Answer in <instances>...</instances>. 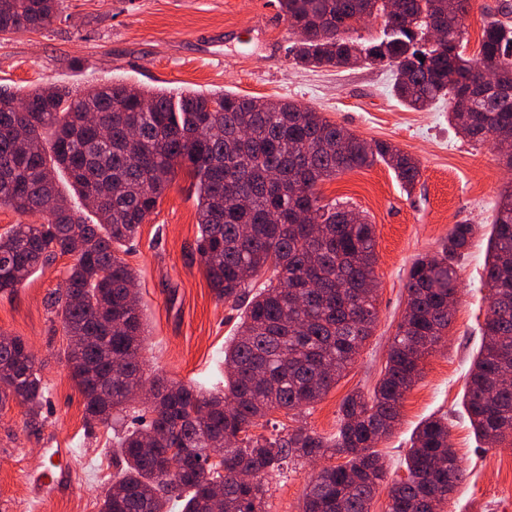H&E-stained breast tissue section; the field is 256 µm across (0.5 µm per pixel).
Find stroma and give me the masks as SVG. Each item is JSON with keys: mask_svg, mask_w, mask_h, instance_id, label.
Returning a JSON list of instances; mask_svg holds the SVG:
<instances>
[{"mask_svg": "<svg viewBox=\"0 0 512 512\" xmlns=\"http://www.w3.org/2000/svg\"><path fill=\"white\" fill-rule=\"evenodd\" d=\"M507 4L512 0H471L461 21L467 56L477 54L484 23ZM243 28L253 31L246 45L237 37ZM297 39L278 0H59L50 26L0 32V91L19 97L39 86L81 92L121 80L157 91L224 90L286 99L322 112L361 139L389 142L415 158L421 173L408 192L381 162L319 183L323 202L354 209L374 226L377 321L353 364L307 414L295 418L276 411L271 418L287 430L335 435L343 398L355 391L371 394L384 371L413 262L439 251L452 225L472 224L448 332L423 359L397 426L377 449L389 480L404 478L416 428L447 415L464 479L441 512H512V444H481L463 408L487 314L491 224L503 190L512 185V170L490 145L458 133L445 103L422 111L403 106L393 95L388 66H303L289 53ZM198 235L194 181L182 169L118 255L137 275L147 328L145 371L208 391L224 386V347L242 310L210 288L196 251ZM71 262L57 258L17 291L0 293V333L26 341L45 387L38 423H30L17 402L0 408V512H99L116 472L113 432L88 425L65 359L67 338L49 306ZM65 444L75 450L69 481L56 496L35 498L26 474L41 467L46 449ZM316 471L309 463L292 464L270 479L264 512H302Z\"/></svg>", "mask_w": 512, "mask_h": 512, "instance_id": "35a3bbf8", "label": "stroma"}]
</instances>
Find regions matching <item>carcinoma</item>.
Here are the masks:
<instances>
[{"mask_svg":"<svg viewBox=\"0 0 512 512\" xmlns=\"http://www.w3.org/2000/svg\"><path fill=\"white\" fill-rule=\"evenodd\" d=\"M279 0L300 33L294 60L336 67L361 62L393 68L395 97L417 110L448 100V120L477 143L497 131L512 138V27H483L477 55H465L460 21L470 0ZM58 0H0V32L40 30ZM357 14L382 15L384 38L348 36ZM442 22L447 38L426 48ZM500 69L497 88L477 72ZM96 114L87 123L84 116ZM383 162L404 187L418 162L388 142L369 143L322 113L291 101L230 92L173 98L126 84L82 93L38 87L18 100L0 94V206L44 216L0 235V292L12 293L33 273L70 256L64 288L51 306L65 336L71 376L91 424L131 426L114 434L118 473L100 512H212L211 485L222 486L221 512H263L268 478L289 462H345L310 481L303 512H370L387 470L378 441L399 421L405 393L423 357L451 323L448 300L459 288L458 262L473 225L455 224L438 252L418 258L406 283L407 307L385 370L371 395H347L336 436L303 427L286 434H249L274 411L301 413L336 385L377 320L375 232L366 217L322 205L318 183ZM195 179L197 252L218 298L239 304L263 269L275 279L248 302L236 336L224 347V390L203 393L145 376V341L135 298V272L117 255L157 208L178 168ZM72 178L75 202L55 211L56 175ZM88 211L96 223L78 216ZM490 301L482 343L469 371L463 406L477 436L512 442V190L502 194L485 264ZM149 384L148 392L141 385ZM44 387L27 343L0 342V407L13 400L31 420L41 414ZM209 448L223 449L205 465ZM407 476L389 490L388 512H440L464 471L448 439V419L423 421L405 458Z\"/></svg>","mask_w":512,"mask_h":512,"instance_id":"obj_1","label":"carcinoma"}]
</instances>
